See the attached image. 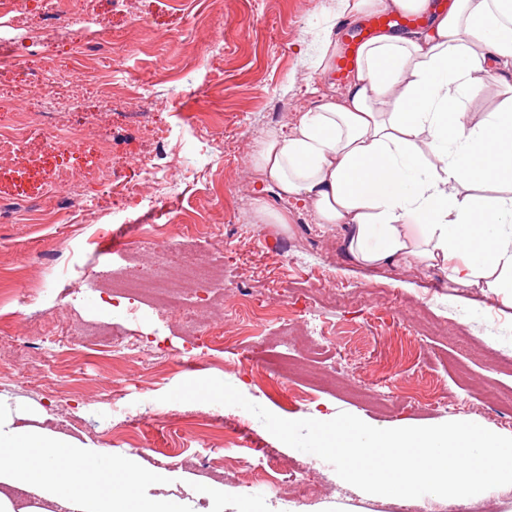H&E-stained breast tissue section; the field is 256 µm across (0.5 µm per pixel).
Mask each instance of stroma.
Masks as SVG:
<instances>
[{"instance_id":"35a3bbf8","label":"stroma","mask_w":512,"mask_h":512,"mask_svg":"<svg viewBox=\"0 0 512 512\" xmlns=\"http://www.w3.org/2000/svg\"><path fill=\"white\" fill-rule=\"evenodd\" d=\"M95 10L122 40L130 67L150 74L161 56L169 75L203 91L180 111L162 108L154 127L130 136L121 113L100 112L94 120L111 126L129 179L139 180L138 159L163 138L181 141L197 167H210L208 179L181 183L168 203L177 221L166 232L219 268L206 293L225 309L228 342L195 369L184 364L183 354L198 341L174 315L152 310L129 322L95 301H50L29 310L26 321L0 318V390L18 404L41 409L44 427L163 473L164 484L145 487L144 495L189 500L193 512H212L217 505L235 512L251 479L258 482L266 512H393L397 502L366 498L334 469L312 467L268 431L248 434L246 421L212 427L213 404L174 402L164 419L148 417L135 428L117 426L112 405L137 406L183 381L216 377L288 420L328 421L341 412L380 428L470 420L512 435V371H492L485 360L489 344L512 354V308L454 286L438 270L351 265L341 230L316 224L300 202L267 190L251 164L270 130L292 126L299 113L343 92L342 84L313 67L322 38L341 36L337 0H224L220 13L208 0H184L174 12L161 0H135L128 13L112 12L108 0H98ZM69 52V46L58 47L34 64L69 67L75 96L91 102L89 77L108 62L90 54L74 65ZM219 132L224 161L211 166L198 153L199 140ZM68 178L54 158L43 156L37 136L27 154L0 156L3 199L23 194L36 203L45 182ZM258 199L287 213L288 223H260ZM125 231L122 224H27L0 217V302L40 279L68 280L72 254L93 273L82 289H108L121 255H101L94 241L103 232ZM239 287L287 302L294 328L284 337L274 325L263 326L261 344L248 359ZM47 315L75 328L95 319L132 336L158 330L165 348L104 358L78 346L48 361L25 341L26 324H40ZM316 326L329 338L317 354L307 347ZM489 388L499 393L498 405L484 402ZM207 448L222 449L233 478L217 485L197 467L196 456ZM242 458L277 465L253 474L239 469Z\"/></svg>"}]
</instances>
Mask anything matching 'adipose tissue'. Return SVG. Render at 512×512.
<instances>
[{
    "label": "adipose tissue",
    "instance_id": "ef3b65f1",
    "mask_svg": "<svg viewBox=\"0 0 512 512\" xmlns=\"http://www.w3.org/2000/svg\"><path fill=\"white\" fill-rule=\"evenodd\" d=\"M349 18L427 14L429 29L365 45L343 95L270 131L252 165L267 183L341 228L349 261L439 270L512 307V0H338ZM497 82L473 116L465 100ZM496 196H479L482 187ZM0 394V512H170L144 497L161 473L96 462L71 436Z\"/></svg>",
    "mask_w": 512,
    "mask_h": 512
}]
</instances>
